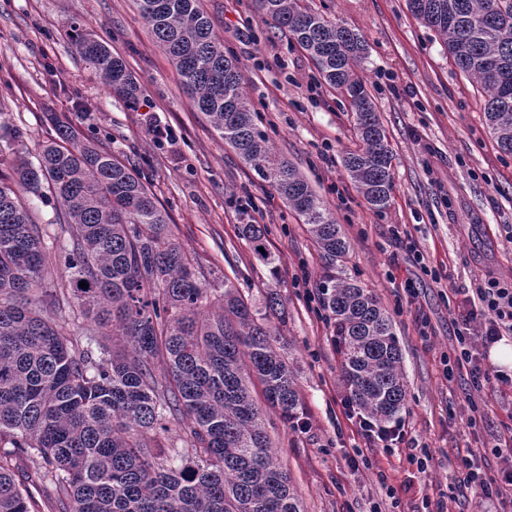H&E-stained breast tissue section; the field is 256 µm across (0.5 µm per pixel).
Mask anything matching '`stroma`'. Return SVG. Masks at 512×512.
Wrapping results in <instances>:
<instances>
[{"mask_svg": "<svg viewBox=\"0 0 512 512\" xmlns=\"http://www.w3.org/2000/svg\"><path fill=\"white\" fill-rule=\"evenodd\" d=\"M313 11L359 32L369 56L359 74L386 127L393 161L389 207L371 209L342 165L358 139L342 95L322 84L307 53L258 12L256 0H201L224 48L240 62L248 94L275 150L293 163L333 213L350 242L344 272L372 290L388 312L403 354L407 398L400 415L411 438L425 446V472L410 465L407 445L386 457L368 449L345 414L348 390L333 328L309 308L295 276L309 271L319 287L326 262L306 224L261 182L195 109L182 78L157 46L134 0H0V124L24 133L36 159L69 122L79 139L98 140L143 172L168 229L210 274L215 287L238 282L255 309L279 296L271 316L276 346L297 374L306 429L277 414L265 427L305 512H424L423 498L445 500L450 512H484L459 487L457 463L483 453L512 430V389L476 391L468 374L442 376L441 356L454 342V321L465 295L482 280L512 282V156L504 155L484 118L483 91L454 65L434 31L406 0H304ZM107 37L137 79L140 108L113 95L77 55L70 29ZM320 85L310 95L309 83ZM172 126L174 144H157L146 112ZM251 197L246 213L230 199ZM244 224L267 228L275 266L257 259L240 234ZM406 225L439 271L421 275L398 248L389 227ZM418 279L416 302L401 288ZM429 318L433 333L417 325ZM358 456L351 468L350 456Z\"/></svg>", "mask_w": 512, "mask_h": 512, "instance_id": "obj_1", "label": "stroma"}]
</instances>
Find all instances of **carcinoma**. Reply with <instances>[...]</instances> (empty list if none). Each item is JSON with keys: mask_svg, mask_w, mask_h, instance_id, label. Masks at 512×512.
<instances>
[{"mask_svg": "<svg viewBox=\"0 0 512 512\" xmlns=\"http://www.w3.org/2000/svg\"><path fill=\"white\" fill-rule=\"evenodd\" d=\"M136 2L192 105L303 218L321 257L336 266L348 241L302 174L270 145L239 61L224 52L199 0ZM256 2L343 96L360 142L343 165L365 203L385 210L393 152L356 73L366 59L362 36L304 0ZM407 7L486 90L487 127L512 155V0H407ZM70 37L111 92L129 104L139 99L138 82L106 41L80 26ZM23 192L57 203L56 222L68 235L66 289L50 279L54 244ZM167 226L134 169L95 142L76 141L65 122L37 163L16 152L0 158V445L25 454L39 480L69 501V512H302L250 392L258 379L268 406L289 424L302 409L294 372L267 318L227 276L216 293ZM242 234L258 258L274 264L260 251V225L245 224ZM321 288L351 403L380 423L394 420L406 385L390 316L371 290L340 272ZM72 297L89 324L83 342L58 324ZM94 331L128 349L93 347ZM185 417L192 426L173 434L171 425ZM11 460L0 456V512H32Z\"/></svg>", "mask_w": 512, "mask_h": 512, "instance_id": "cac0c4a2", "label": "carcinoma"}]
</instances>
